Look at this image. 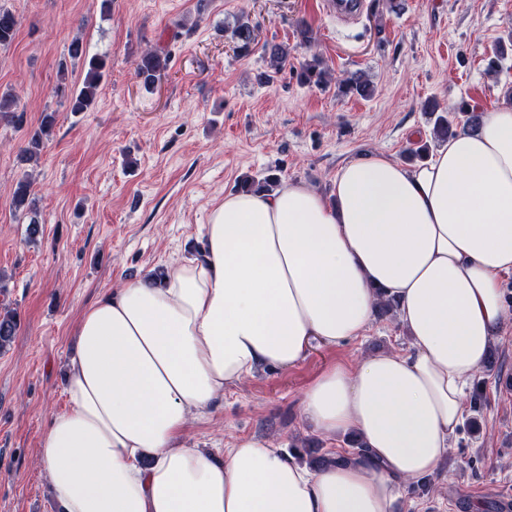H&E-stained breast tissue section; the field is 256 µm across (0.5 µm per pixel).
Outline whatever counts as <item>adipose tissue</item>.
Returning a JSON list of instances; mask_svg holds the SVG:
<instances>
[{
    "label": "adipose tissue",
    "mask_w": 512,
    "mask_h": 512,
    "mask_svg": "<svg viewBox=\"0 0 512 512\" xmlns=\"http://www.w3.org/2000/svg\"><path fill=\"white\" fill-rule=\"evenodd\" d=\"M204 229L203 255L161 285L125 283L81 315L38 450L59 512H396L447 458L463 390L512 323V105L422 163L350 161L327 197L302 181L227 192ZM383 299L408 347L332 364L300 401L364 460L312 473L252 437L218 459L179 445L225 388L364 336Z\"/></svg>",
    "instance_id": "ef3b65f1"
}]
</instances>
